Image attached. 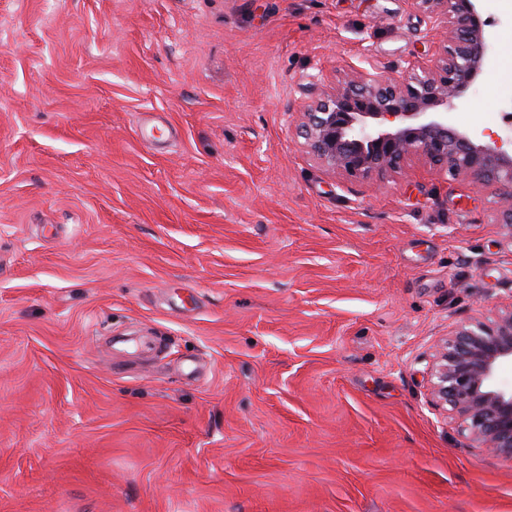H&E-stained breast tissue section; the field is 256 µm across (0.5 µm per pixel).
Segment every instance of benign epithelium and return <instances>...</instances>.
<instances>
[{
    "instance_id": "7a95c632",
    "label": "benign epithelium",
    "mask_w": 512,
    "mask_h": 512,
    "mask_svg": "<svg viewBox=\"0 0 512 512\" xmlns=\"http://www.w3.org/2000/svg\"><path fill=\"white\" fill-rule=\"evenodd\" d=\"M480 2L411 0L440 36L431 60L411 66L400 79L375 67L359 70L311 94L300 112L299 134L324 170L371 182L420 157L477 188H495L499 222L512 228V150L448 119L497 51ZM508 364L512 309L452 332L432 367V395L459 414L479 447L512 456V386L499 378Z\"/></svg>"
}]
</instances>
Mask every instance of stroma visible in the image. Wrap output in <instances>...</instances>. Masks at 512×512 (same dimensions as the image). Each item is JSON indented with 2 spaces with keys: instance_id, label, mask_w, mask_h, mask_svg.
I'll use <instances>...</instances> for the list:
<instances>
[{
  "instance_id": "stroma-1",
  "label": "stroma",
  "mask_w": 512,
  "mask_h": 512,
  "mask_svg": "<svg viewBox=\"0 0 512 512\" xmlns=\"http://www.w3.org/2000/svg\"><path fill=\"white\" fill-rule=\"evenodd\" d=\"M500 51L453 125L512 110ZM410 0H0V512H512L431 393L512 308L493 189L324 171L311 78L435 51Z\"/></svg>"
}]
</instances>
